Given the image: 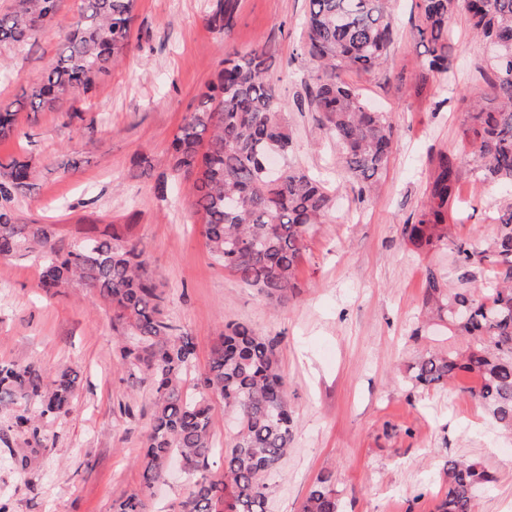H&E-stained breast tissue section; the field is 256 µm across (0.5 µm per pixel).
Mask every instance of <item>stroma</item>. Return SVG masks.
Listing matches in <instances>:
<instances>
[{
	"label": "stroma",
	"instance_id": "stroma-1",
	"mask_svg": "<svg viewBox=\"0 0 512 512\" xmlns=\"http://www.w3.org/2000/svg\"><path fill=\"white\" fill-rule=\"evenodd\" d=\"M234 19L215 28L218 0H137L128 55L89 94L59 108L20 111V132L0 140V160H31L37 176L15 202L16 224H48L65 249L118 232L143 248L168 294L165 313L192 338L187 375L193 395L220 330L242 322L275 339L294 411L293 440L271 477L272 512H300L316 478L332 472L342 512H435L447 458L480 463L495 476L475 512H512V435L498 429L468 393L461 374L440 387L412 388L406 369L427 348L459 349L461 337L422 330L428 270L450 286L480 284L488 267L465 265L452 247L426 254L405 244L404 224L420 214L429 158L463 154L461 129L491 74L487 44L464 13L450 20L453 69L424 73L418 61L414 0H396V37L387 63L340 79L375 109L391 113L392 153L374 193L358 198L343 178L334 139L316 113L300 109L307 65L296 59L307 0H235ZM79 0H58L53 18L22 48L0 47L12 74L0 103L39 82L62 43ZM293 131L290 164L322 175L336 198L306 236L299 287L275 306L209 253L204 217L189 205L188 183L170 168L169 145L186 114L215 81L225 53L261 44ZM74 113L65 123L64 113ZM453 236L484 247L497 231L500 200L512 187L462 171ZM31 257L0 260V362L38 365L79 379L66 413L43 431V450L19 459L24 435L0 413V504L7 512H112L139 489L136 462L151 428L148 387L129 388L117 359L122 328L101 298L74 287H40Z\"/></svg>",
	"mask_w": 512,
	"mask_h": 512
}]
</instances>
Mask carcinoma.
<instances>
[{
    "label": "carcinoma",
    "mask_w": 512,
    "mask_h": 512,
    "mask_svg": "<svg viewBox=\"0 0 512 512\" xmlns=\"http://www.w3.org/2000/svg\"><path fill=\"white\" fill-rule=\"evenodd\" d=\"M57 0H13L0 12V45L23 44L49 20ZM136 0H79L77 16L42 80L23 91L18 107L0 105V140L19 133L18 110L53 109L93 89L130 44ZM420 60L425 71H448L449 21L464 9L470 29L492 44L493 78L487 96L495 103L467 115L462 136L465 157L442 152L431 161L424 210L403 228L414 249L428 253L450 237L449 216L458 198L464 164L484 181L512 184V0H416ZM233 0H220L212 23L233 19ZM396 29L388 0H308L299 55L308 66L305 101L336 140L347 180L357 197L369 195L387 169L395 128L389 113L373 110L359 92L338 80V72L372 73L388 58ZM273 51L258 46L220 61L217 83L204 102L187 114L172 142L173 170L193 178L194 210L205 218L210 254L241 283L265 299L286 304L298 288L297 270L310 226L333 207L323 181L283 164L276 179L263 172L272 152L285 158L293 134L282 112L272 76ZM33 178L29 161L0 162V256L36 252L41 287L58 293L74 283L107 302L125 337L117 357L134 386L147 384L153 401L151 429L137 459L144 485L112 503V512H148L154 484L176 456L189 476L178 512H270L269 479L285 461L294 419L277 344L245 323H229L214 343L201 373L203 394L187 393L184 375L195 346L165 315L167 293L139 245L112 233L61 252L46 225L11 224L8 210ZM488 248L465 243L456 254L466 265L486 264L491 277L479 287L450 289L435 270L427 272L423 304L448 331L466 341L460 353L426 351L407 367L415 389L436 387L459 372L475 375L470 390L502 430L512 431V201L496 218ZM77 374L65 369L48 377L33 363L0 364V409H12V427L26 435L21 466L42 447L41 422L66 412ZM235 414L237 432L214 469L212 399ZM446 490L436 512H474V492L493 481L476 462L450 457L443 466ZM301 512H340L336 478L321 473Z\"/></svg>",
    "instance_id": "cac0c4a2"
}]
</instances>
